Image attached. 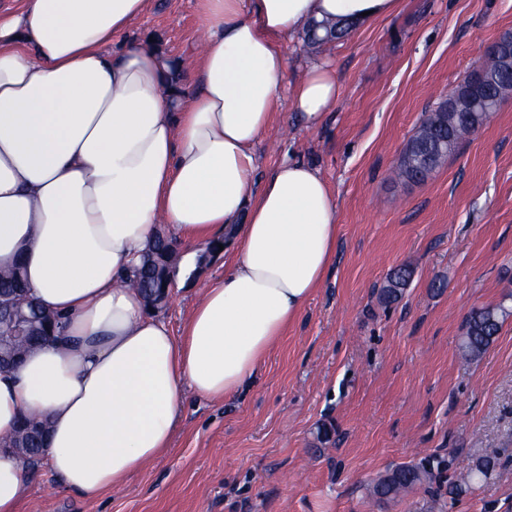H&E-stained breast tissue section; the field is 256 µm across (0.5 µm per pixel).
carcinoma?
<instances>
[{
  "label": "carcinoma",
  "mask_w": 512,
  "mask_h": 512,
  "mask_svg": "<svg viewBox=\"0 0 512 512\" xmlns=\"http://www.w3.org/2000/svg\"><path fill=\"white\" fill-rule=\"evenodd\" d=\"M348 30L349 26L339 23L330 25L315 22L307 29V37L312 44H323L342 38ZM469 77L480 87L487 102L468 112H459L451 105L453 95H448L447 100L425 115L417 131L410 138L395 168L396 178L412 182L424 180L455 150L462 139L482 127L490 111L498 107L512 92V72L501 71V64L489 56L483 63L482 71H474ZM174 257L173 240L163 232H157L149 253L144 257L142 264L133 271L132 285L146 298L150 293L166 287L171 283L170 273L175 269ZM411 275L412 271L407 267L393 271L382 289L383 299H398L408 285ZM19 288H26L21 266L14 264L0 267V294H12ZM32 309L49 320V325L39 328L34 335L14 343L15 349L24 354L49 341L56 327L53 316L35 303L32 304ZM510 314L512 312L502 304L472 312L467 320L466 334L462 342L464 354L475 357L484 351L499 332L504 319ZM494 466L495 463L490 458L479 461L468 474L467 482L453 483L449 486V497L453 498L466 491V485L472 484L480 475H487ZM432 477V468L428 464H403L393 469V476L379 479L373 487V493L380 498L396 496L431 480Z\"/></svg>",
  "instance_id": "cac0c4a2"
}]
</instances>
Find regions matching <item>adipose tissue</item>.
Segmentation results:
<instances>
[{
	"label": "adipose tissue",
	"instance_id": "ef3b65f1",
	"mask_svg": "<svg viewBox=\"0 0 512 512\" xmlns=\"http://www.w3.org/2000/svg\"><path fill=\"white\" fill-rule=\"evenodd\" d=\"M190 88L126 40L149 0H0V265L57 315L56 340L0 371V437L47 417L44 456L88 498L123 486L171 446L186 394L221 400L252 380L336 254L337 204L300 160L260 192L253 149L281 104L291 36L312 20L365 25L397 0H203ZM312 65L293 91L311 126L336 101ZM171 225L190 243L233 232L181 336L126 279ZM33 477L0 446V512Z\"/></svg>",
	"mask_w": 512,
	"mask_h": 512
}]
</instances>
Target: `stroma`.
Here are the masks:
<instances>
[{
    "label": "stroma",
    "instance_id": "1",
    "mask_svg": "<svg viewBox=\"0 0 512 512\" xmlns=\"http://www.w3.org/2000/svg\"><path fill=\"white\" fill-rule=\"evenodd\" d=\"M512 33V0H399L390 16L313 48L286 45L285 87L309 64L336 73L324 124L282 103L256 146L254 189L300 159L337 202L336 257L255 379L224 400L187 396L172 441L123 487L89 500L46 464L22 512H512V316L478 356L461 340L474 309H512V95L420 182L392 180L424 112L486 49ZM129 38L176 64L189 87L202 0H151ZM413 271L397 301L379 290ZM217 256L182 266L154 314L180 336ZM495 457L491 475L449 498L448 482ZM450 461L431 487L372 495L375 480L421 458Z\"/></svg>",
    "mask_w": 512,
    "mask_h": 512
}]
</instances>
